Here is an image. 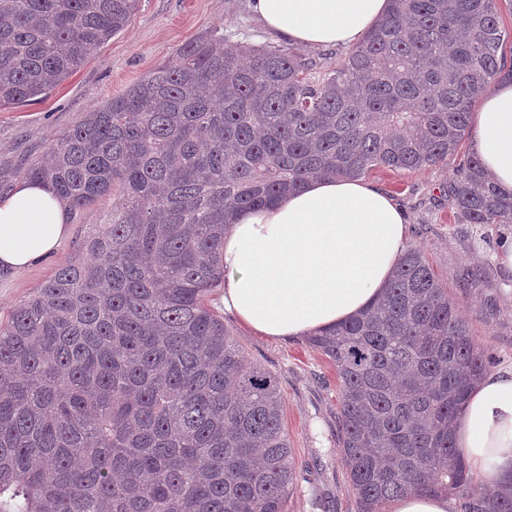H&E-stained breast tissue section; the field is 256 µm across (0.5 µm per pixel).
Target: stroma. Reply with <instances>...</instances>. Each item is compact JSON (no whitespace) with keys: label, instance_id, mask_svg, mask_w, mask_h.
I'll return each mask as SVG.
<instances>
[{"label":"stroma","instance_id":"obj_1","mask_svg":"<svg viewBox=\"0 0 512 512\" xmlns=\"http://www.w3.org/2000/svg\"><path fill=\"white\" fill-rule=\"evenodd\" d=\"M254 46L276 44L251 13L248 0H139L124 31L94 51L43 100L0 110V196L11 192L48 143L77 125L148 72L173 62L178 49L208 32ZM457 159L421 171H371L407 218V242L417 245L469 322L476 343L497 370L512 367V275L496 254L497 232L457 223L445 195ZM111 200L69 213L70 232L57 252L34 266L0 273V320L74 256L88 225L107 223ZM224 325L250 360L275 374L283 396V427L298 480L288 512H356L355 496L339 451L336 370L307 339L274 341L230 317Z\"/></svg>","mask_w":512,"mask_h":512}]
</instances>
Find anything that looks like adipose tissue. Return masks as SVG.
Returning a JSON list of instances; mask_svg holds the SVG:
<instances>
[{
	"mask_svg": "<svg viewBox=\"0 0 512 512\" xmlns=\"http://www.w3.org/2000/svg\"><path fill=\"white\" fill-rule=\"evenodd\" d=\"M278 38L311 49L349 48L391 0H249ZM482 169L512 191V79L492 85L472 126ZM69 232L52 185L21 180L0 197V270L52 256ZM406 217L379 186L314 179L270 208L237 216L224 236V310L277 340L308 335L359 314L387 286L404 250ZM455 443L487 479L512 475V371L486 374L456 421Z\"/></svg>",
	"mask_w": 512,
	"mask_h": 512,
	"instance_id": "obj_1",
	"label": "adipose tissue"
}]
</instances>
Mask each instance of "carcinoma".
<instances>
[{"label":"carcinoma","instance_id":"1","mask_svg":"<svg viewBox=\"0 0 512 512\" xmlns=\"http://www.w3.org/2000/svg\"><path fill=\"white\" fill-rule=\"evenodd\" d=\"M139 0H0V109L37 101L121 32ZM501 0H391L334 67L208 32L91 108L26 176L75 210L112 198L76 256L0 324V506L13 512H287L297 473L277 378L208 304L238 213L314 178L456 156L471 108L512 75ZM460 224H512V192L460 161ZM336 368L358 512L477 491L453 424L489 359L421 249L384 294L310 338Z\"/></svg>","mask_w":512,"mask_h":512}]
</instances>
